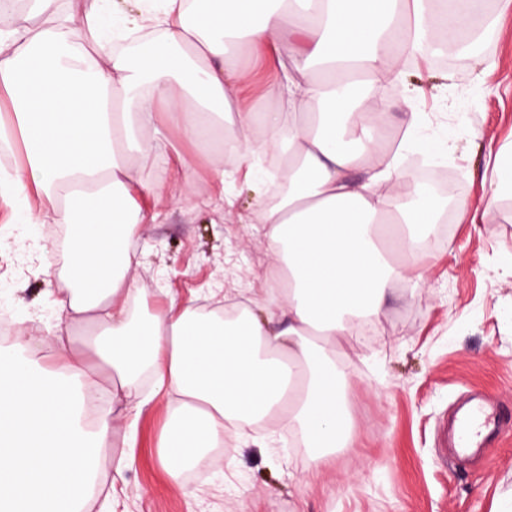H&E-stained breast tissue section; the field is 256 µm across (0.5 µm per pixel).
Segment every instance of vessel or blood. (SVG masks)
<instances>
[{"mask_svg": "<svg viewBox=\"0 0 512 512\" xmlns=\"http://www.w3.org/2000/svg\"><path fill=\"white\" fill-rule=\"evenodd\" d=\"M512 431V407H506L495 397L484 396L473 401L456 416L451 426L450 446L455 453L487 447Z\"/></svg>", "mask_w": 512, "mask_h": 512, "instance_id": "b4317fda", "label": "vessel or blood"}]
</instances>
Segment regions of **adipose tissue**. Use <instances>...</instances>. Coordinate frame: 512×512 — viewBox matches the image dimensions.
I'll return each instance as SVG.
<instances>
[{
    "label": "adipose tissue",
    "mask_w": 512,
    "mask_h": 512,
    "mask_svg": "<svg viewBox=\"0 0 512 512\" xmlns=\"http://www.w3.org/2000/svg\"><path fill=\"white\" fill-rule=\"evenodd\" d=\"M30 0L28 19L0 21V145L22 144L13 173L0 174L21 207L16 221L44 211L68 227V268L57 320L84 319L88 351L58 352L35 371L31 340L19 330L0 349V512H86L102 491L99 460L115 411L134 443L138 419L155 395L179 397L157 457L172 482L202 465L219 466L227 434L284 421L305 442L315 469L351 447L352 429L336 347L354 341L361 321L379 318L393 281L421 259L420 246L445 207L431 195L408 206L394 193L405 172L388 159L384 84L427 44L455 51L467 0H215L216 18L189 13L187 0ZM118 33L163 31V48L137 57L112 52L103 21ZM46 25H38V18ZM268 50L278 67L279 106L265 113L266 145L250 113L234 111L253 83L234 61L240 44ZM374 87L348 107L345 80ZM188 114L190 134L209 141L224 129L244 158L287 143L295 163L288 193L259 210L268 247L287 287L269 281L262 304L233 320L192 307L144 315L143 291L128 280V249L152 219L138 195L163 198L141 176L162 145L158 103ZM364 176L352 179L354 168ZM96 275L100 288L87 287ZM153 389L142 393L143 377ZM107 397L111 407L95 408ZM94 422H87L89 411Z\"/></svg>",
    "instance_id": "ef3b65f1"
}]
</instances>
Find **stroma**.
<instances>
[{
	"mask_svg": "<svg viewBox=\"0 0 512 512\" xmlns=\"http://www.w3.org/2000/svg\"><path fill=\"white\" fill-rule=\"evenodd\" d=\"M472 25L485 33L460 64L407 62L400 81L385 91L392 131L405 134L402 90L422 88L415 109L424 115L426 134L456 143L453 153L431 154V171L454 185L444 201H464L469 209L452 213L447 239L394 283L376 335L357 358L349 348L339 350L352 447L314 472L299 434L265 423L221 469H201L184 491L157 461L175 401L163 394L139 419L123 480L103 485L115 494L117 512H512V438L481 460L454 458L444 445L448 418L467 395L483 392L512 405V279L498 271L512 259V195L496 193L492 156L512 145V7L493 0ZM239 62L255 81L243 108L274 109L277 72L268 52L243 48ZM154 118L171 144L144 175L146 182H163L166 203L137 198L157 215L139 225L131 242L138 262L129 279L144 289V309L262 299L274 266L265 228L254 221L263 196L237 163L224 171L223 201L204 204L214 192L216 152L194 141L170 113ZM184 170L194 176L196 196L174 207L169 200L180 195ZM14 207L0 198V317L18 324L47 307L62 227L40 224L34 238L21 236L10 222ZM487 209L494 215L489 224L482 221ZM38 242L45 251L23 260ZM244 486L251 494L242 500L237 490Z\"/></svg>",
	"mask_w": 512,
	"mask_h": 512,
	"instance_id": "obj_1",
	"label": "stroma"
}]
</instances>
